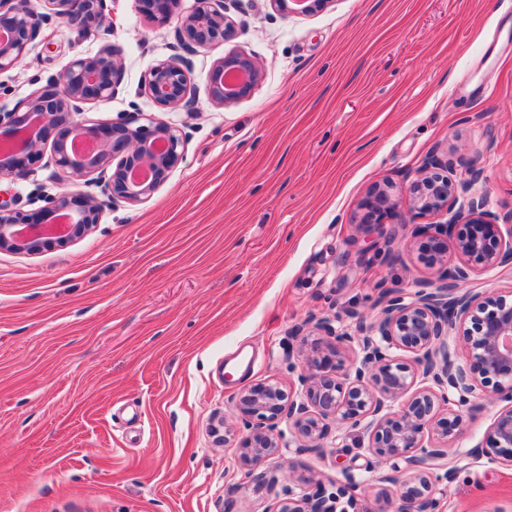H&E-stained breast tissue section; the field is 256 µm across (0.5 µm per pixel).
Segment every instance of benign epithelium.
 <instances>
[{"label":"benign epithelium","mask_w":512,"mask_h":512,"mask_svg":"<svg viewBox=\"0 0 512 512\" xmlns=\"http://www.w3.org/2000/svg\"><path fill=\"white\" fill-rule=\"evenodd\" d=\"M149 13L158 23L175 21V35L185 51L216 48L235 34V24L226 14L224 0H196L189 12L181 0H147ZM332 0H270L278 11L307 12ZM106 0H0V72L17 67L44 26L60 20L86 30L101 28L106 20ZM261 77L254 60L241 51L218 57L207 79L209 102L217 107L247 97ZM122 80V62L108 43L93 56L76 57L47 84L32 92L13 109H0V177L25 178L29 165L39 158L49 128L58 131L51 145L53 164L67 186L54 194H41L43 206L34 213L15 207V200L0 199V251L35 255L54 240L67 244L75 235L88 234L98 222L103 207L118 201L139 204L158 189L165 175L179 161L185 139L168 122L141 112H120L104 123L80 119L89 100H112ZM144 89L162 110L193 108L196 87L187 57L175 55L150 65L144 74ZM146 123H140V120ZM80 142L92 149L83 152ZM454 163L430 157L418 169L409 186V205L418 216L444 214L441 224H418L413 235L428 240L425 263L437 268L436 281L422 284L409 295L386 289L379 297L376 320L358 313L350 322L311 320L295 328L291 338L304 360L299 375L300 396L287 393L276 382L242 394L237 403L239 421L250 435L241 442L244 479L267 485L276 492L274 512H358L337 509L346 487L329 497L297 493L291 484L258 468L281 451L277 421L285 417L294 430L301 451L322 447L326 421L332 419L359 438L380 464L393 474L385 481L398 486L397 507L386 490L377 492L373 512H439L435 483L451 480L455 468L447 466L451 448L423 444L430 429L438 440L455 437L457 420L449 418L452 407L470 402L478 386L492 387L496 400L508 403L490 424L485 454L512 463V299L466 287L474 275L488 274L512 265V225L502 229L486 210L484 194L476 186L482 169L464 163L449 177L435 172ZM91 183L96 193L78 190ZM393 188L378 184L365 204L366 219H374L385 204H391ZM456 224H470V235L453 237ZM459 263L448 266V248ZM412 352V368L391 356L392 350ZM467 362H457V350ZM433 386L415 392L417 377ZM410 398L400 414L390 415V403ZM443 469L439 475L436 470ZM406 471L401 480L397 474Z\"/></svg>","instance_id":"1"}]
</instances>
